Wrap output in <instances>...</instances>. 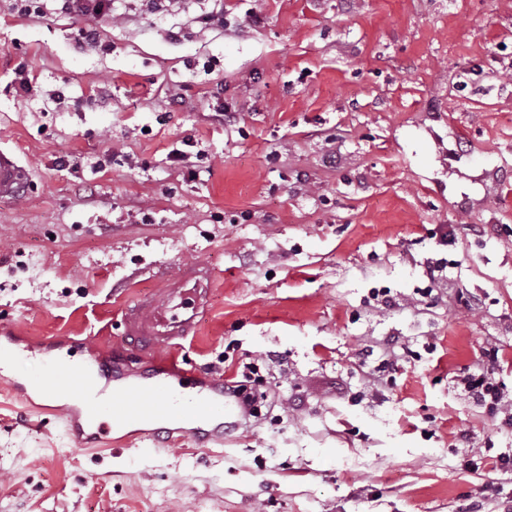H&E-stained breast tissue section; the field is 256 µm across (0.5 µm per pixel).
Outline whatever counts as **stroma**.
I'll return each mask as SVG.
<instances>
[{
    "mask_svg": "<svg viewBox=\"0 0 512 512\" xmlns=\"http://www.w3.org/2000/svg\"><path fill=\"white\" fill-rule=\"evenodd\" d=\"M0 148L31 172L0 201V346L140 384L120 307L202 262L182 354L203 383L257 362L269 405L79 448L17 357L0 512H512V431L460 383L495 347L512 395V0H0ZM60 2L61 12L93 16L98 19L112 17V0H54ZM100 10V13H97Z\"/></svg>",
    "mask_w": 512,
    "mask_h": 512,
    "instance_id": "35a3bbf8",
    "label": "stroma"
}]
</instances>
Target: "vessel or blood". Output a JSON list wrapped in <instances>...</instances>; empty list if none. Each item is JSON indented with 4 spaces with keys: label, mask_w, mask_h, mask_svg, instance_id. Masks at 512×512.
<instances>
[{
    "label": "vessel or blood",
    "mask_w": 512,
    "mask_h": 512,
    "mask_svg": "<svg viewBox=\"0 0 512 512\" xmlns=\"http://www.w3.org/2000/svg\"><path fill=\"white\" fill-rule=\"evenodd\" d=\"M29 181V170L12 153L0 149V200L15 197ZM211 286L210 274L203 265L182 266L166 288L122 309L124 340L158 357L155 371L140 385L113 386L112 365L104 361L73 373L58 367L66 397L84 411L83 417L73 416L66 421L77 447H86L94 436L107 434L113 423L149 426L153 437L173 427L196 436L209 427L223 428L225 420L243 417L241 404L225 397L220 387L191 395L179 387L186 370L177 351L183 341L195 335Z\"/></svg>",
    "instance_id": "1"
}]
</instances>
